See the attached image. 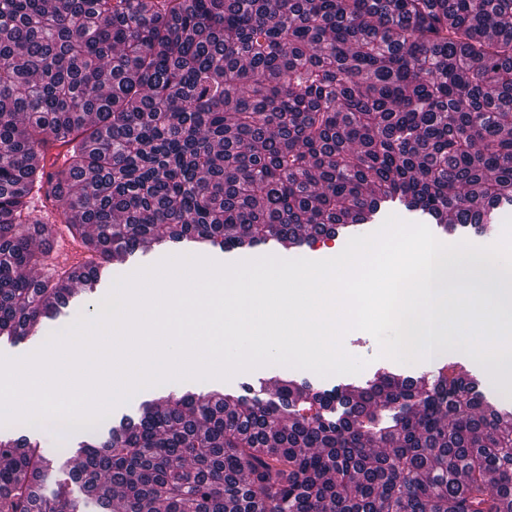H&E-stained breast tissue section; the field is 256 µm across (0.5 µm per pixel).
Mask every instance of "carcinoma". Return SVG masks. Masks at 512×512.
<instances>
[{
	"label": "carcinoma",
	"mask_w": 512,
	"mask_h": 512,
	"mask_svg": "<svg viewBox=\"0 0 512 512\" xmlns=\"http://www.w3.org/2000/svg\"><path fill=\"white\" fill-rule=\"evenodd\" d=\"M66 148L67 166L48 158ZM99 262L288 248L394 204L453 234L512 205V0H0V340L65 304L29 199ZM279 403L170 396L52 497L0 441V512H512V419L443 367Z\"/></svg>",
	"instance_id": "obj_1"
}]
</instances>
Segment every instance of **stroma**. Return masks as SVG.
Listing matches in <instances>:
<instances>
[{"label": "stroma", "instance_id": "obj_1", "mask_svg": "<svg viewBox=\"0 0 512 512\" xmlns=\"http://www.w3.org/2000/svg\"><path fill=\"white\" fill-rule=\"evenodd\" d=\"M197 253L217 262L230 264L269 255L270 247L261 244L248 250H224L218 247L200 250L188 242L157 244L154 245L149 256L143 258L142 263L149 266L169 255H194ZM343 346L349 354L366 360L367 365L360 373L321 377L308 370L268 365L237 373L227 381L219 379L170 381L144 389L128 402L116 406L107 420L98 422L92 429L71 433L64 442H57L44 429L24 427L0 428V440H13L25 436L31 441L40 442L41 445L49 449L60 445L67 449L76 448L83 440L89 438L105 440L109 428L118 425L123 416L135 415L144 402H154L170 394L192 391L196 393L197 397L205 398L214 394L239 396L248 390L253 396L266 401L274 398V383L279 379H288L300 384L305 382L318 390H330L343 383L365 385L382 368L404 376L420 377L425 375L429 377L436 374L439 368L451 363L459 364L465 369L469 376L477 382L479 390L492 405L512 411V398L506 397L502 391L503 382L512 380V355L499 359V371L494 374L491 373L487 361L468 357L465 348L460 346L448 344L434 346L432 357L416 364H400L391 359L379 357V346L376 339L364 331L348 332L343 339Z\"/></svg>", "mask_w": 512, "mask_h": 512}]
</instances>
